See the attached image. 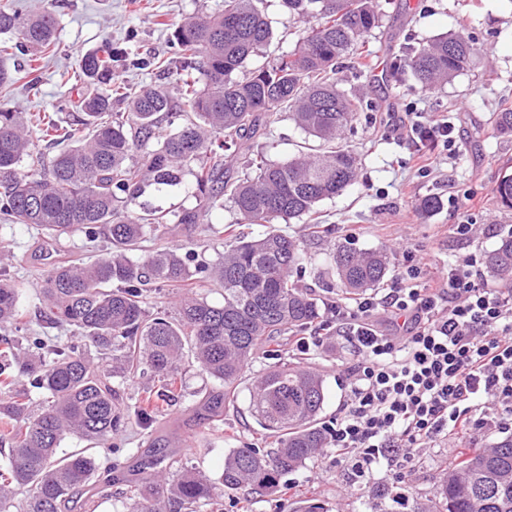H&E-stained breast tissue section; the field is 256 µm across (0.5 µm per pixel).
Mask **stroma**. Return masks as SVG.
I'll return each mask as SVG.
<instances>
[{"label":"stroma","instance_id":"obj_1","mask_svg":"<svg viewBox=\"0 0 512 512\" xmlns=\"http://www.w3.org/2000/svg\"><path fill=\"white\" fill-rule=\"evenodd\" d=\"M1 5L25 14L51 10L58 21V40L54 54L41 63L39 89L31 91L24 83H16L0 96V108L40 109L66 123L79 114V95L68 90L65 82L82 55L109 41L140 58L171 57L172 28L185 17L217 11L221 0H0ZM380 7L381 25L369 40V71L342 72L345 89L378 106L377 111L362 113L347 134L349 145L360 155L358 180L344 194L317 206L321 222L334 228L330 238L305 236L301 224L283 227L287 234L304 235L310 256L304 282L322 301L335 300L338 294V278L327 261L333 245L390 247L394 279L401 273L402 248L416 246L429 256L427 276L435 277L470 254L490 252L512 230V210L502 209L495 194L502 166L512 164V136L495 134L487 125L491 113L512 107V0H380ZM265 12L276 37L262 55L252 58L255 67L292 50L297 40L294 29L286 25L280 0H265ZM445 33L463 34L481 46L470 70L430 94L402 91L385 80L380 63L392 62L405 45ZM411 112L429 119L448 115L455 122L457 151L433 148L424 174L411 160L413 143L404 129ZM312 142L281 113L260 145L272 159L284 160ZM431 194L440 197L442 207L420 214L418 201ZM462 222L475 224L473 235L456 233V224ZM0 243L11 252L7 275L24 281L21 304L32 313L40 304V283L49 270L78 257L94 259L110 247L103 237L91 242L77 232L50 241L35 227L1 221ZM350 358L348 344L336 337L312 358L325 379L322 420L335 418L348 398L336 370ZM183 380L182 400L166 407L152 426L137 422L121 426L109 447L100 448L103 462L130 469L138 455L154 444L162 447L172 474L193 467L216 475L223 471L230 449L260 443L262 429L251 413L247 384H240L235 407L225 409L223 421L214 424L201 411L200 402L218 390V382L190 363L183 370ZM457 446V440L444 438L416 451L401 490L407 505L434 504L436 488L443 471L453 463ZM289 480L297 486L291 496H259L246 488L225 493L224 512H299L304 493L320 499L327 512H393V498L400 492L386 469H379L369 486L359 487L326 456L308 462Z\"/></svg>","mask_w":512,"mask_h":512}]
</instances>
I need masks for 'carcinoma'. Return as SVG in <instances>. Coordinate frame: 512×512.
I'll use <instances>...</instances> for the list:
<instances>
[{
  "instance_id": "cac0c4a2",
  "label": "carcinoma",
  "mask_w": 512,
  "mask_h": 512,
  "mask_svg": "<svg viewBox=\"0 0 512 512\" xmlns=\"http://www.w3.org/2000/svg\"><path fill=\"white\" fill-rule=\"evenodd\" d=\"M261 0H223L212 15L190 16L174 30L177 64L139 58L104 43L80 59L77 79L86 93L80 115L63 126L43 112L0 109V219L33 225L58 240L81 231L90 240L103 234L111 244L92 264H62L43 277L42 328L65 327V343L31 328L19 306L23 288L0 277V512H72L69 504L97 490L111 496L109 473L98 479L97 445L112 438L125 417L146 424L161 404L183 397L185 353L222 390L203 404L218 418L238 398V387L256 355L276 353L273 345L290 330L301 334L323 319L322 308L302 282L309 256L301 239L268 230L248 240L232 225L204 222L210 207L229 202L241 224L314 223L317 205L352 186L356 153L345 131L369 105L340 88L336 63L365 64L368 36L380 26L378 0H283L291 22H302L295 48L249 67L274 32ZM57 21L50 11L21 16L0 7V34H17L31 51L32 65L19 77L6 59L17 49L0 45V94L26 79L38 90L43 56L54 51ZM481 47L458 34H442L403 48L391 64L394 85L413 79L432 92L471 68ZM151 68L173 77V87L138 92L113 80L117 69ZM124 106L116 112L114 107ZM286 112L296 125L322 142L315 152L275 161L251 152L268 135L271 117ZM500 135H512V108L490 118ZM69 141L49 163L31 152L32 130ZM250 153L252 174H231L225 151ZM28 170H22L24 159ZM193 177L196 204L177 214L140 205L147 189L167 192L185 175ZM497 200L512 209V170L498 180ZM200 224L223 241L224 252L210 264L190 267L194 252L158 247L137 256L141 243L161 237L168 224ZM329 258L341 298L354 300L379 288L391 268L385 248L357 250L338 244ZM499 281L512 284V232L486 257ZM224 288V303L213 305L186 293L174 312L146 306L155 284L197 288L207 281ZM151 372L160 382L120 412L116 378ZM37 393L36 400L32 394ZM325 400L322 375L298 362H277L251 384V411L270 448L245 444L232 449L216 478L185 469L175 479L156 470L129 484V512H214L224 491L247 487L278 494L283 478L325 454L329 439L320 422ZM68 435L87 442L59 454ZM435 512H512V435L486 448H467L447 467L437 490Z\"/></svg>"
}]
</instances>
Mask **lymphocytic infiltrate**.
Here are the masks:
<instances>
[{
    "label": "lymphocytic infiltrate",
    "instance_id": "obj_1",
    "mask_svg": "<svg viewBox=\"0 0 512 512\" xmlns=\"http://www.w3.org/2000/svg\"><path fill=\"white\" fill-rule=\"evenodd\" d=\"M403 256L390 288L337 304L335 321L295 340L307 356L333 331L352 349L350 394L327 433L358 484L382 467L404 478L412 451L433 439L512 422V289L489 287L476 253L435 280L415 253ZM382 311L401 319L400 332L376 326Z\"/></svg>",
    "mask_w": 512,
    "mask_h": 512
}]
</instances>
